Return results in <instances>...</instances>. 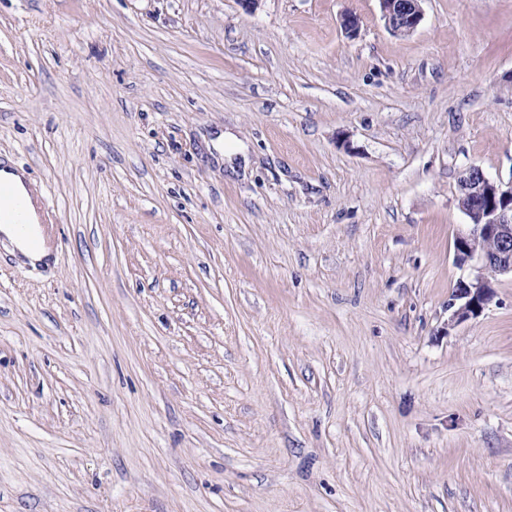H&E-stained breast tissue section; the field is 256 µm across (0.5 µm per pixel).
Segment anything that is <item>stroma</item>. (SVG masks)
Wrapping results in <instances>:
<instances>
[{
  "instance_id": "35a3bbf8",
  "label": "stroma",
  "mask_w": 512,
  "mask_h": 512,
  "mask_svg": "<svg viewBox=\"0 0 512 512\" xmlns=\"http://www.w3.org/2000/svg\"><path fill=\"white\" fill-rule=\"evenodd\" d=\"M422 8L0 0L52 253L0 238V512H512V277L448 324L459 174L512 179V0ZM424 0H379L386 27L396 35L412 34L423 18Z\"/></svg>"
}]
</instances>
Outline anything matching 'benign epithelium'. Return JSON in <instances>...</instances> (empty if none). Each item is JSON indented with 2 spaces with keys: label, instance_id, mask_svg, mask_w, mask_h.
<instances>
[{
  "label": "benign epithelium",
  "instance_id": "benign-epithelium-1",
  "mask_svg": "<svg viewBox=\"0 0 512 512\" xmlns=\"http://www.w3.org/2000/svg\"><path fill=\"white\" fill-rule=\"evenodd\" d=\"M382 18L394 34H412L423 18V0H379ZM457 206L469 218L455 236L454 259L475 273L458 281L448 308L449 322L478 316L493 298L488 274H512V180L490 178L480 167L465 168L458 181Z\"/></svg>",
  "mask_w": 512,
  "mask_h": 512
}]
</instances>
